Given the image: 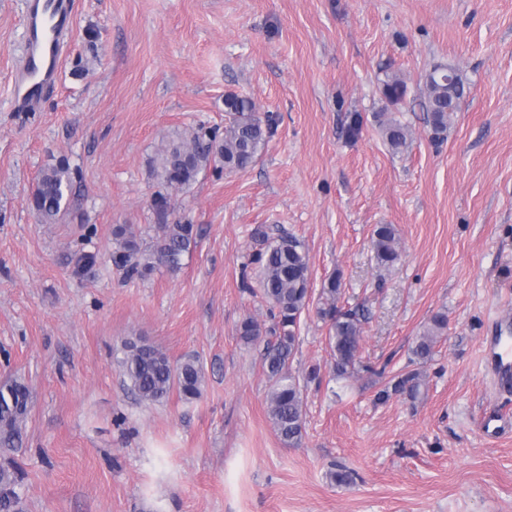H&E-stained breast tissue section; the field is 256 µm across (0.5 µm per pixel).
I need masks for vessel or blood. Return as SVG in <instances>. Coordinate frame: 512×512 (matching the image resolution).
<instances>
[{"label": "vessel or blood", "instance_id": "b4317fda", "mask_svg": "<svg viewBox=\"0 0 512 512\" xmlns=\"http://www.w3.org/2000/svg\"><path fill=\"white\" fill-rule=\"evenodd\" d=\"M74 5L75 0H26V50L12 85V96L20 106L35 107L58 83L65 40L73 27ZM501 344V338L491 337L487 351L494 375L506 383L512 381V362L500 353Z\"/></svg>", "mask_w": 512, "mask_h": 512}]
</instances>
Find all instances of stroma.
<instances>
[{
  "mask_svg": "<svg viewBox=\"0 0 512 512\" xmlns=\"http://www.w3.org/2000/svg\"><path fill=\"white\" fill-rule=\"evenodd\" d=\"M24 11L0 0V380L30 390L0 466L23 512H512V383L482 348L512 315V0H76L60 84L33 110L11 96ZM437 66L464 88L441 138L422 93ZM228 93L270 120L261 159L161 188L158 150L223 128ZM386 111L411 131L402 152L380 136ZM61 160L71 205L46 224L29 195ZM163 221L194 227L181 269L126 275L113 229L147 241ZM379 224L396 228L390 267ZM259 228L304 242L313 294L340 274L337 304L361 320L367 369L337 379L327 323L303 314L292 369L320 374L295 448L269 420L259 347L236 334L245 316L270 322ZM438 313L448 326L419 363ZM133 337L198 360L200 397L139 401L120 368ZM416 368V400L376 401ZM372 244L379 265L390 267L397 261L399 255L396 248V230L393 225H378L374 230ZM431 325L427 327L416 344L413 351L415 357L426 362L433 354V348L438 342V338L442 334V330L447 326V319L444 315H436L431 321Z\"/></svg>",
  "mask_w": 512,
  "mask_h": 512,
  "instance_id": "35a3bbf8",
  "label": "stroma"
}]
</instances>
